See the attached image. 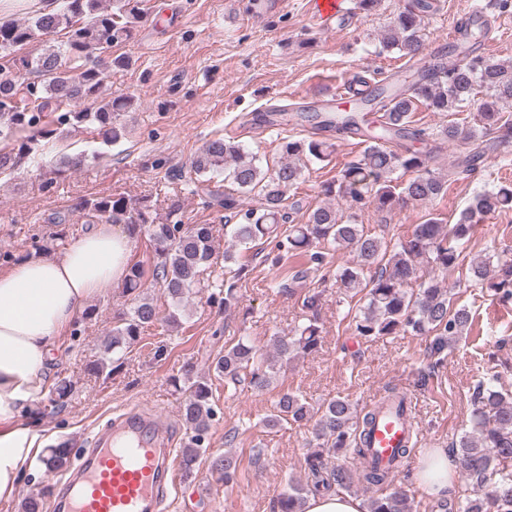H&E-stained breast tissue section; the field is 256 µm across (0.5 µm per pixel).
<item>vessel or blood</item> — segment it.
Returning a JSON list of instances; mask_svg holds the SVG:
<instances>
[{"label": "vessel or blood", "instance_id": "obj_1", "mask_svg": "<svg viewBox=\"0 0 512 512\" xmlns=\"http://www.w3.org/2000/svg\"><path fill=\"white\" fill-rule=\"evenodd\" d=\"M312 13L324 24L345 19L341 0H314ZM357 87L341 86L323 96L326 109L354 103ZM410 414L380 404L370 447L381 462L392 459L410 436ZM173 431L155 416L132 410L96 430L78 449L73 468L56 479L51 512H159L178 481Z\"/></svg>", "mask_w": 512, "mask_h": 512}]
</instances>
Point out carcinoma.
Masks as SVG:
<instances>
[{"label":"carcinoma","mask_w":512,"mask_h":512,"mask_svg":"<svg viewBox=\"0 0 512 512\" xmlns=\"http://www.w3.org/2000/svg\"><path fill=\"white\" fill-rule=\"evenodd\" d=\"M431 7L430 0H410L402 6L388 27L384 45L411 58L421 54V24ZM142 19L138 0H58L50 13L32 10L22 21L0 23V58L9 64L8 71L0 70V138L7 140L0 147V174L18 170L39 141L55 138L64 127L91 125L112 144L124 138L120 119L133 100L118 97L106 101L101 88L107 74L128 67L129 60L123 56L105 60L101 53L131 40ZM462 27L468 34L464 42L440 47L427 65L405 70L394 82L377 81L369 87L360 104L369 112L383 109L382 121L368 126L367 146L361 156L347 164L336 180L322 185L324 196L341 195L355 206L369 204L390 212L409 201L426 204L444 195L448 179L432 167L436 138L412 125L411 112L418 102L434 112L452 115L481 93L477 126L464 129L451 123L441 130L444 139L476 142L458 165L462 172L479 171L489 153L512 143V115L502 110L504 104L512 103V62H494L480 52L489 34L487 26L467 20ZM60 31L67 35L63 45L45 44L44 37ZM39 44L42 48L37 54H21ZM364 124L361 112L338 115L334 121L339 132ZM394 139L406 144L393 150L388 143ZM281 153L280 164L265 169L242 145L216 138L191 162L195 175L191 192L202 195L205 204L230 212L224 224L232 240V248L224 250V296L210 294L212 304L226 309L238 305V282L244 267L232 268L234 249L262 245L279 226L287 224V193L301 178L305 161L329 157L326 142L317 139L285 140ZM84 160L81 154L62 161L50 171L52 178L46 187ZM399 170L414 177L400 181L394 178ZM222 173L237 186V192L257 194L259 205L243 211L235 194L221 196L210 190L211 178ZM74 209L85 212L91 224H125L129 235L137 238L145 232L154 243L151 275L137 264L129 269L123 293L131 297V310L112 330L104 354L123 352L158 322L176 323L181 303L202 287L204 274L213 267V225L157 224L149 205L134 208L121 193L84 198ZM511 209L512 185L500 183L477 195L456 223L446 224L432 215L415 225L410 235L391 242L358 223L355 215L344 218L335 206L323 204L310 213L307 223L288 224L282 231L285 240L278 242L282 253L275 263L287 261L295 282L324 266L327 244L354 253L356 262L336 268V282L345 293L364 294L365 304L350 325L352 334L365 340L401 332L432 334L434 353L441 354L463 336L470 313L467 307L454 304V286L434 276L421 280L418 271L425 264L431 272L445 274L463 265L478 220ZM469 273L498 300L512 301L511 259L492 270L489 258L475 257L470 260ZM148 283L169 300L168 311L141 296V288ZM318 306V293L306 296L303 307L311 312L308 322L286 336L274 337L280 360L288 362L318 349ZM214 369L226 380L247 381L258 390L269 387L274 375V364L263 350L243 339L217 356ZM496 382L492 376L478 386L470 429L460 437L456 452L463 474L477 489L464 501L440 502L446 512H512V394ZM211 398L206 380L192 381L186 389L182 420L191 436L182 448L180 466L187 475L196 468L204 434L214 416ZM375 416L373 409L357 413L345 398H333L316 411L294 393L278 394L268 426L314 421L309 440L313 451L307 453L306 464L315 481L308 490L289 485L274 501L273 512H304L308 494L328 493L335 486L393 483L395 472L372 460L367 448ZM338 452L357 458L360 466L353 470L328 466V458ZM71 461L72 449L61 443L50 449L46 466L51 471H66ZM211 469L227 481L235 474L237 462L229 455H219L212 458ZM365 512H411V507L407 496L396 489L368 499Z\"/></svg>","instance_id":"cac0c4a2"}]
</instances>
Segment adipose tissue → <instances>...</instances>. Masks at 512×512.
<instances>
[{
    "instance_id": "1",
    "label": "adipose tissue",
    "mask_w": 512,
    "mask_h": 512,
    "mask_svg": "<svg viewBox=\"0 0 512 512\" xmlns=\"http://www.w3.org/2000/svg\"><path fill=\"white\" fill-rule=\"evenodd\" d=\"M134 243L114 224H97L63 253L24 259L0 271V499L17 490L28 458L43 444L17 416L43 385V370L87 300L126 277ZM457 458L438 448L416 475L428 496L453 488Z\"/></svg>"
}]
</instances>
